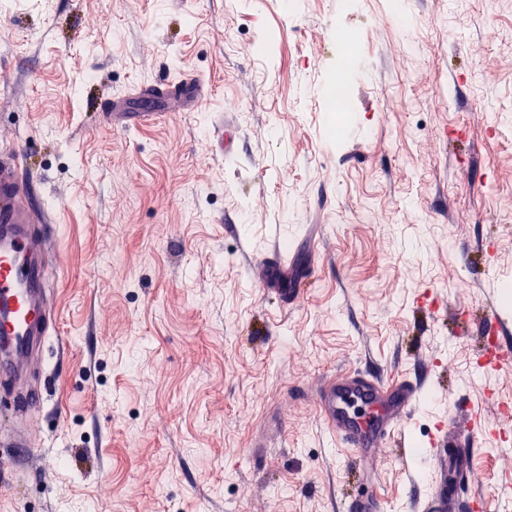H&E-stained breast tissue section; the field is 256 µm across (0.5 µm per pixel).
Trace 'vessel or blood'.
<instances>
[{"instance_id":"obj_1","label":"vessel or blood","mask_w":512,"mask_h":512,"mask_svg":"<svg viewBox=\"0 0 512 512\" xmlns=\"http://www.w3.org/2000/svg\"><path fill=\"white\" fill-rule=\"evenodd\" d=\"M143 94L181 96L201 101L207 97L204 82L194 76L164 77L144 86ZM19 150L0 152V372L16 377L38 359L53 328V310L45 281L53 270L42 258L49 212L31 206L18 178ZM267 275L264 292L291 304L299 291L294 271L280 251L263 257ZM420 387L410 380L383 381L350 370L321 383L316 401L333 436L354 452L383 447L413 409ZM438 475L425 500L424 512H470L474 500L466 489L472 479L469 452L462 443L441 441L435 448Z\"/></svg>"}]
</instances>
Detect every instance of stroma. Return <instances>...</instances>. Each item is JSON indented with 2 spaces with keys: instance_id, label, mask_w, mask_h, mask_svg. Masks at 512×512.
<instances>
[{
  "instance_id": "35a3bbf8",
  "label": "stroma",
  "mask_w": 512,
  "mask_h": 512,
  "mask_svg": "<svg viewBox=\"0 0 512 512\" xmlns=\"http://www.w3.org/2000/svg\"><path fill=\"white\" fill-rule=\"evenodd\" d=\"M340 30L362 58L342 115ZM185 72L201 107L135 93ZM2 145L64 262L0 512H346L371 490L422 512L447 416L470 494L512 512V360L480 366L485 311L512 327V0H0ZM275 248L288 307L253 272ZM348 369L421 385L374 456L319 413Z\"/></svg>"
}]
</instances>
